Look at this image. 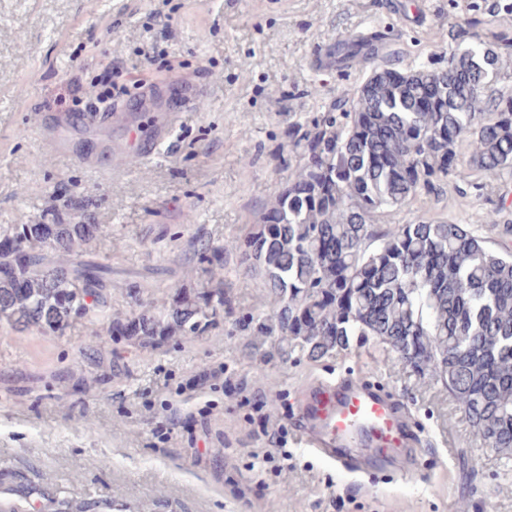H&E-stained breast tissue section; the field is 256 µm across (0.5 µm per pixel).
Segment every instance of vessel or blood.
<instances>
[{"label": "vessel or blood", "instance_id": "1", "mask_svg": "<svg viewBox=\"0 0 512 512\" xmlns=\"http://www.w3.org/2000/svg\"><path fill=\"white\" fill-rule=\"evenodd\" d=\"M166 91L184 110L197 101L203 87L168 89L150 81L143 88V107H151ZM295 426L304 447L338 472L361 480L384 471L403 451L421 444L420 433L399 397L360 373H348L333 382L315 378L306 383L300 392Z\"/></svg>", "mask_w": 512, "mask_h": 512}]
</instances>
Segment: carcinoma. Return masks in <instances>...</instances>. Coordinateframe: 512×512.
<instances>
[{
    "label": "carcinoma",
    "instance_id": "carcinoma-1",
    "mask_svg": "<svg viewBox=\"0 0 512 512\" xmlns=\"http://www.w3.org/2000/svg\"><path fill=\"white\" fill-rule=\"evenodd\" d=\"M502 47L476 33L445 69L375 78L343 90L344 112L288 129L294 155L244 239L197 249L203 285L122 319L112 315V268L95 259L102 235L85 203L74 220L52 204L30 224H0V324L64 335L101 329L95 351L126 340L158 348L205 336L232 310L224 257L259 277L276 311L242 324L291 337L313 360L369 338L385 356L433 375L498 455L512 458V253L469 226L439 219L392 224L390 212L457 173L459 148L489 173L512 169V94H488ZM425 86L438 98L419 96Z\"/></svg>",
    "mask_w": 512,
    "mask_h": 512
}]
</instances>
